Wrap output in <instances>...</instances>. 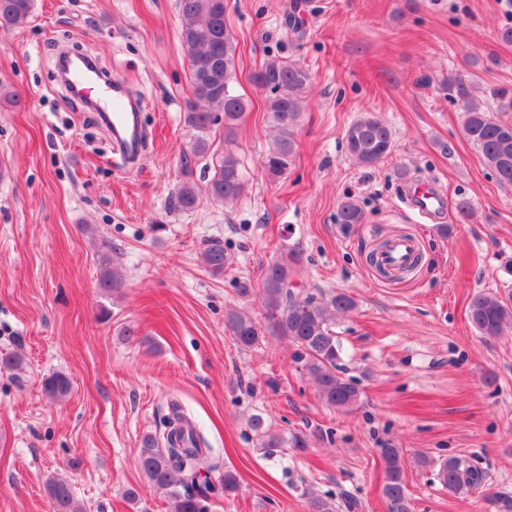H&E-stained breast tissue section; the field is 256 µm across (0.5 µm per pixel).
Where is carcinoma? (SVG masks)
I'll return each instance as SVG.
<instances>
[{"label":"carcinoma","instance_id":"cac0c4a2","mask_svg":"<svg viewBox=\"0 0 512 512\" xmlns=\"http://www.w3.org/2000/svg\"><path fill=\"white\" fill-rule=\"evenodd\" d=\"M35 0H0V24L17 28L27 24L33 15ZM181 13L180 40L188 58L194 100L188 102L185 123L194 131L189 153L183 157V168L191 169V159L206 156L212 143L210 131L223 130L224 142L236 140L240 122L249 101L237 94L236 44L231 32L224 31V0H179ZM311 76L307 69L277 57L269 58L255 73L254 83L265 94V107L276 134L265 154L263 167L267 176L277 180L290 167L295 150L292 127L307 105ZM448 90L455 93L465 114L463 131L478 150L499 183L512 186V89L501 87L491 91L493 106L487 107L471 93L463 74L448 76ZM348 154L359 164L371 167L392 152L393 139L387 124L373 113L360 115L345 132ZM245 187L239 159L224 152L209 182L211 198L232 201ZM200 204L194 183L185 181L171 199L173 208L189 211ZM365 213L352 195L343 196L337 207L336 223L350 229L364 223ZM299 251L291 249L266 267L262 287L255 288L249 277L235 280V291L241 298L261 296L262 319L246 311H233L227 326L235 341L255 348L266 334L279 336L296 346L295 358L313 379L321 400L338 410L351 411L358 404L357 386L342 375L343 346L336 336V316L355 309L356 302L345 292L321 298L299 297L289 289L291 264ZM202 262L214 277L224 275L232 266L224 241L213 237L205 241ZM99 285L115 291L123 285V275L112 246L102 244L99 255ZM468 319L482 336L496 337L512 328V293L497 296L478 293L468 305ZM72 383L62 372H55L43 382L45 393L62 398L71 391ZM173 420L169 429L157 438L147 434L141 441L137 463L150 484L168 500L170 512H206L207 502L218 490L230 495L238 488L237 476L224 470L221 485L213 483L210 473L217 466L209 462L207 449L189 418L177 404L171 405ZM251 428L263 439V447L280 448L284 438L270 432L264 419L255 415ZM385 477L382 495L391 512H411V499L404 482L403 456L397 448H385ZM423 468H433L441 485L460 494L482 484L481 473L458 457L438 463L427 456L417 458ZM52 512H83L71 483L53 476L45 483Z\"/></svg>","mask_w":512,"mask_h":512}]
</instances>
